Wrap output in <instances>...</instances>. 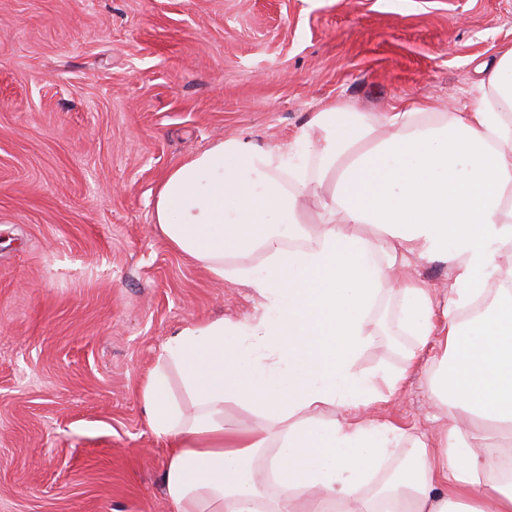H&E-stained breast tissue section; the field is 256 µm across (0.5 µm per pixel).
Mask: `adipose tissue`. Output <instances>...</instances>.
I'll return each instance as SVG.
<instances>
[{
  "mask_svg": "<svg viewBox=\"0 0 512 512\" xmlns=\"http://www.w3.org/2000/svg\"><path fill=\"white\" fill-rule=\"evenodd\" d=\"M480 70L467 111L333 102L281 145L222 140L159 182L169 247L260 299L178 329L143 385L175 512H512V47ZM414 259L447 263L443 305ZM388 290L399 330L444 347L430 437L372 417L399 378L355 365ZM230 404L257 423H225Z\"/></svg>",
  "mask_w": 512,
  "mask_h": 512,
  "instance_id": "1",
  "label": "adipose tissue"
}]
</instances>
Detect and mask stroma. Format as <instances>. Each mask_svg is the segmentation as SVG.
<instances>
[{
	"label": "stroma",
	"instance_id": "stroma-1",
	"mask_svg": "<svg viewBox=\"0 0 512 512\" xmlns=\"http://www.w3.org/2000/svg\"><path fill=\"white\" fill-rule=\"evenodd\" d=\"M512 44V0H0V512H173L141 388L178 328L251 289L166 244L155 189L188 155L288 141L327 103L462 112ZM377 332L378 418L417 434L440 347Z\"/></svg>",
	"mask_w": 512,
	"mask_h": 512
}]
</instances>
